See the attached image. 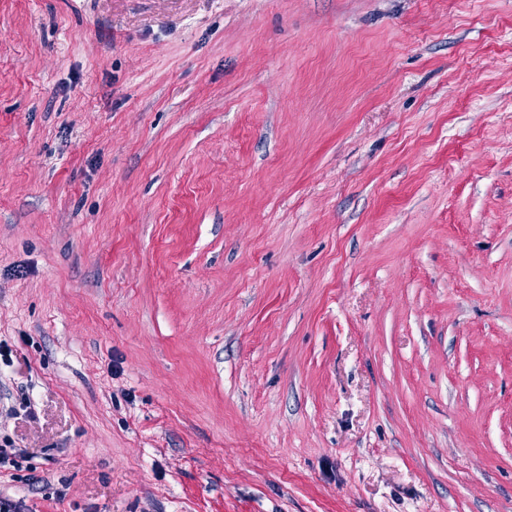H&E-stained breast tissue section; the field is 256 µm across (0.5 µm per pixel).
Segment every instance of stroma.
<instances>
[{
  "instance_id": "35a3bbf8",
  "label": "stroma",
  "mask_w": 512,
  "mask_h": 512,
  "mask_svg": "<svg viewBox=\"0 0 512 512\" xmlns=\"http://www.w3.org/2000/svg\"><path fill=\"white\" fill-rule=\"evenodd\" d=\"M21 512H512V0H0Z\"/></svg>"
}]
</instances>
